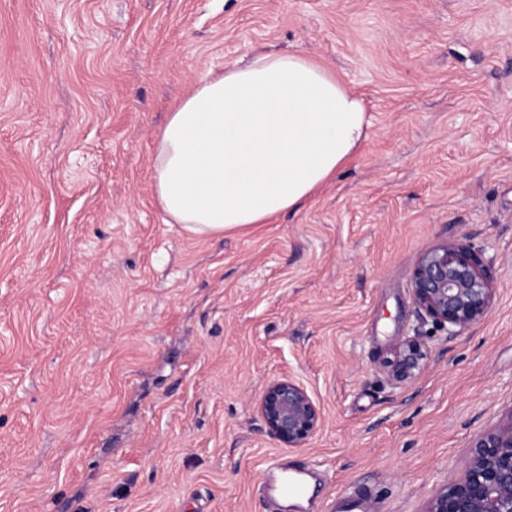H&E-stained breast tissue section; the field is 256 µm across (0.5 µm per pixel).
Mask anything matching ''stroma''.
<instances>
[{
  "mask_svg": "<svg viewBox=\"0 0 512 512\" xmlns=\"http://www.w3.org/2000/svg\"><path fill=\"white\" fill-rule=\"evenodd\" d=\"M300 49L367 137L297 211L194 236L152 147L203 73ZM449 240L496 288L451 337L411 276ZM408 381L383 362L407 337ZM323 423L271 438L265 385ZM512 421V0H0V512H424ZM304 468L273 508L270 462ZM429 356L428 348L420 334L406 337L392 359L385 361L384 367L397 382L413 378L425 365ZM257 412L267 434L288 448L306 447L323 421L320 406L307 388L290 375L266 384Z\"/></svg>",
  "mask_w": 512,
  "mask_h": 512,
  "instance_id": "35a3bbf8",
  "label": "stroma"
}]
</instances>
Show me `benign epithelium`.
Segmentation results:
<instances>
[{"label": "benign epithelium", "mask_w": 512, "mask_h": 512, "mask_svg": "<svg viewBox=\"0 0 512 512\" xmlns=\"http://www.w3.org/2000/svg\"><path fill=\"white\" fill-rule=\"evenodd\" d=\"M418 316L448 336L479 323L494 297L493 278L481 254L460 241L427 249L412 272ZM428 348L419 333L406 337L384 367L403 382L425 365ZM257 412L267 434L289 448H304L322 425L320 406L296 378L284 375L263 388ZM425 512H512V423L482 435L462 473L429 500Z\"/></svg>", "instance_id": "benign-epithelium-1"}]
</instances>
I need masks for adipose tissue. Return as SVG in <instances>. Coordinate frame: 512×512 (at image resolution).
<instances>
[{"mask_svg": "<svg viewBox=\"0 0 512 512\" xmlns=\"http://www.w3.org/2000/svg\"><path fill=\"white\" fill-rule=\"evenodd\" d=\"M363 101L300 52L254 54L206 76L154 142L168 224L220 236L299 208L360 149Z\"/></svg>", "mask_w": 512, "mask_h": 512, "instance_id": "obj_1", "label": "adipose tissue"}]
</instances>
